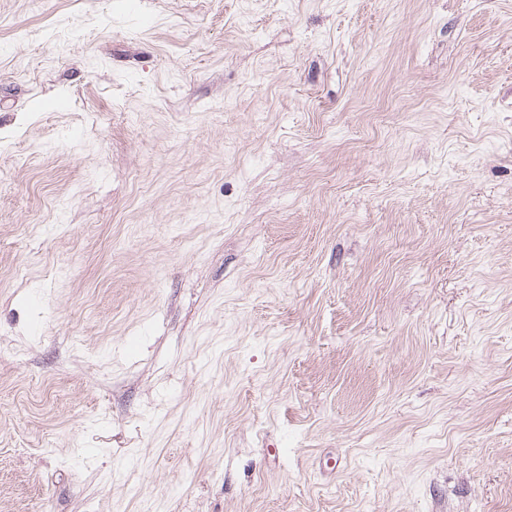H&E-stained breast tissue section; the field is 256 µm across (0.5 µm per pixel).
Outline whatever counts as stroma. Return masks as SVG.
Wrapping results in <instances>:
<instances>
[{
	"instance_id": "stroma-1",
	"label": "stroma",
	"mask_w": 512,
	"mask_h": 512,
	"mask_svg": "<svg viewBox=\"0 0 512 512\" xmlns=\"http://www.w3.org/2000/svg\"><path fill=\"white\" fill-rule=\"evenodd\" d=\"M512 512V0H0V512Z\"/></svg>"
}]
</instances>
